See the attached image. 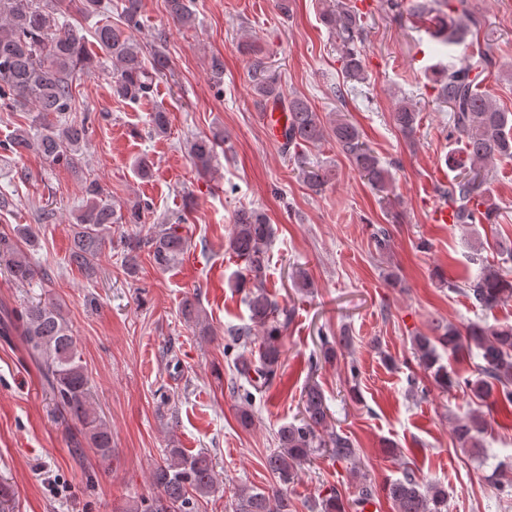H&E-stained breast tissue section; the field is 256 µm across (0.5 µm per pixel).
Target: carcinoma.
Wrapping results in <instances>:
<instances>
[{
  "label": "carcinoma",
  "mask_w": 512,
  "mask_h": 512,
  "mask_svg": "<svg viewBox=\"0 0 512 512\" xmlns=\"http://www.w3.org/2000/svg\"><path fill=\"white\" fill-rule=\"evenodd\" d=\"M392 12H406L420 22L429 23L431 39L452 50L468 45L470 51L456 61L436 67L432 91L436 101L449 109L448 136L464 140L459 155L450 154L448 167L456 172L443 196L452 208L455 223L462 226L495 223L499 207L491 196L490 183L497 162L512 160V112L497 107L481 90L496 67L493 53L478 40L483 19L470 0H386ZM119 21L104 24L95 32L101 54L112 60L113 96L136 104L153 93L157 75L169 67L164 51L165 39L157 38L151 50H144L135 37L140 28L142 0H120ZM168 15L180 26L192 28L196 16L192 0H165ZM71 0H0V100L6 105L31 107L36 132L17 131L10 151L21 155L37 150L49 163L72 165L77 162L87 140L89 127L73 116L76 82L90 75L100 61L87 49L80 29L67 14ZM321 23L340 46L343 78L350 82L366 79L362 45L365 27L358 8L349 0H326ZM252 90L255 105L263 109L270 102L288 112V130L283 148L299 152L328 137L345 152L352 165L381 193L391 192L392 177L374 150L364 141L358 128L338 117L324 123L309 102L297 95L284 96L280 80L265 74L262 59L252 64ZM393 121L404 138L410 139L419 126V111L407 100L399 102ZM155 134L170 126L169 113L157 109L149 115ZM224 144V135H198L188 141V151L197 173L211 174ZM304 182L318 191L329 180L323 169L301 167ZM87 200L76 217L72 230L70 260L87 275L96 265L106 242L105 233L114 224H140L148 204L135 201L118 210L95 180L85 187ZM181 217L171 215L158 230L145 236L121 238L122 266L135 276L141 253L145 252L160 269L171 266L183 253L186 239L178 229ZM274 228L267 213L242 209L235 214L228 240L229 250L243 264L236 286L244 292L250 321L261 333L252 345L251 327L228 331L233 345L242 348L233 361L232 388L246 383L255 390L270 385L281 367L282 336L292 312L282 308L266 289L267 250ZM502 264L484 262L481 250L471 260L479 265L476 275L463 282L446 281L448 291L463 295L471 305L491 311L512 301V248L500 252ZM0 257L8 259L11 278L20 284L32 280L35 270L20 254L18 241L0 235ZM0 335L19 337L27 356L39 368L43 384L55 402L56 410L79 432L81 441L103 458L112 455V432L91 412V382L81 364L76 340L69 322L54 303L31 301L20 309L0 308ZM451 354L463 351L477 357V376L462 377L442 362L438 348ZM412 355L424 374L439 388L460 390L484 403L512 414V325L472 322L461 330L452 324L436 322L432 335L412 339ZM486 432L484 415L477 411L458 422L453 433L463 446L477 448ZM278 449L266 459L267 468L278 478L271 489L240 486L233 494L232 512H293L288 485L322 448L336 461H350L357 449L351 439L333 429L322 388L307 384L300 418L279 428ZM155 494L122 512H198L199 502L220 491L221 485L211 458L200 453L189 455L180 448H169L163 462L151 472ZM382 493L395 505L396 512H446L448 494L438 483L421 485L415 471L406 467L403 477L382 488L361 487L356 505L360 508ZM321 512H346L340 493L334 489L321 498Z\"/></svg>",
  "instance_id": "obj_1"
}]
</instances>
